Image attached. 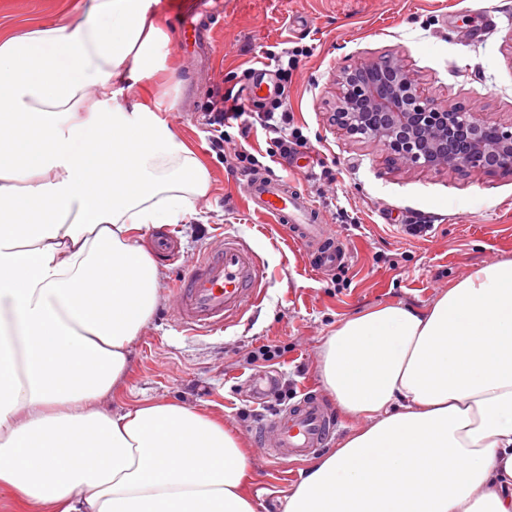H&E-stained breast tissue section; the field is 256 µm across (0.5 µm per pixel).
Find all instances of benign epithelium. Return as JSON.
<instances>
[{
    "label": "benign epithelium",
    "mask_w": 512,
    "mask_h": 512,
    "mask_svg": "<svg viewBox=\"0 0 512 512\" xmlns=\"http://www.w3.org/2000/svg\"><path fill=\"white\" fill-rule=\"evenodd\" d=\"M334 116L346 134L378 143L407 167L512 171V120L441 104L397 58L364 61L338 75Z\"/></svg>",
    "instance_id": "obj_1"
}]
</instances>
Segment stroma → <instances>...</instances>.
Instances as JSON below:
<instances>
[{"label":"stroma","mask_w":512,"mask_h":512,"mask_svg":"<svg viewBox=\"0 0 512 512\" xmlns=\"http://www.w3.org/2000/svg\"><path fill=\"white\" fill-rule=\"evenodd\" d=\"M81 3L0 0V25H58ZM285 44L302 52L284 82L294 121L334 180L321 181L317 167L274 173L310 196L348 251L345 266L331 271H312L307 250L249 208L243 175L209 146L208 101L252 68L264 73L251 103L261 110L282 83L265 53ZM166 50L184 70L179 87L167 92L171 108L163 118L206 163L212 185L195 214L170 227L181 256L164 266V300L131 350L127 387L113 397V410L146 400L202 407L249 440L256 404L246 384L260 370L244 362L246 352L281 345L270 368L275 387L321 390L318 353L340 321L387 304L424 309L474 268L512 256V173L410 170L388 162L377 143L346 135L333 117L339 71L394 56L441 103L512 118V0H224L208 53L179 37ZM411 224L429 230L413 236ZM227 233L245 239L263 261L264 296L227 327L182 331L172 288ZM249 452L248 488L259 512H283L307 461H276L254 446Z\"/></svg>","instance_id":"35a3bbf8"}]
</instances>
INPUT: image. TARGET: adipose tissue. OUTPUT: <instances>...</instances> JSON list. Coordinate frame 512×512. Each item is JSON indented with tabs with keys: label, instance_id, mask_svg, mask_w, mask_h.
Here are the masks:
<instances>
[{
	"label": "adipose tissue",
	"instance_id": "obj_1",
	"mask_svg": "<svg viewBox=\"0 0 512 512\" xmlns=\"http://www.w3.org/2000/svg\"><path fill=\"white\" fill-rule=\"evenodd\" d=\"M159 2L84 0L66 24L0 30V496L12 512H258L249 458L212 414L107 408L162 300L164 272L135 240L185 222L211 185L167 104L122 94L179 81L157 55L171 40ZM106 169L105 200L91 180ZM319 375L360 425L309 464L283 512H512V257L425 309L339 322Z\"/></svg>",
	"mask_w": 512,
	"mask_h": 512
}]
</instances>
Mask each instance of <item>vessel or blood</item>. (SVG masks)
Instances as JSON below:
<instances>
[{"label":"vessel or blood","instance_id":"b4317fda","mask_svg":"<svg viewBox=\"0 0 512 512\" xmlns=\"http://www.w3.org/2000/svg\"><path fill=\"white\" fill-rule=\"evenodd\" d=\"M214 8L194 9L182 18L194 47L211 38ZM245 194L258 212L281 224L298 244L313 251V269L343 264L345 251L326 225L317 221L312 200L290 183L254 175L245 182ZM264 268L235 235H225L206 251L176 284L175 319L186 331L224 326L258 303L264 291ZM336 429L332 408L314 391L278 409L255 425L266 453L275 460L299 459L318 452Z\"/></svg>","mask_w":512,"mask_h":512}]
</instances>
